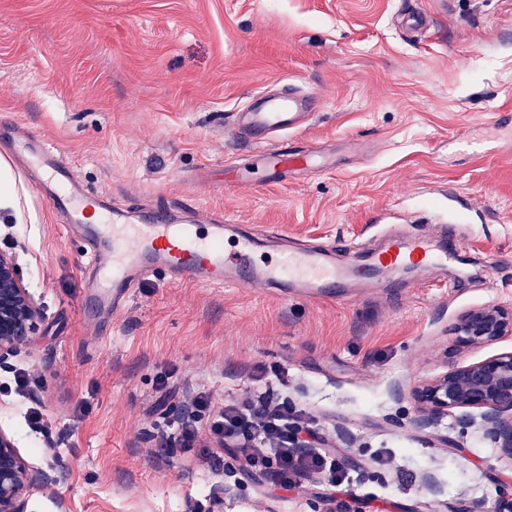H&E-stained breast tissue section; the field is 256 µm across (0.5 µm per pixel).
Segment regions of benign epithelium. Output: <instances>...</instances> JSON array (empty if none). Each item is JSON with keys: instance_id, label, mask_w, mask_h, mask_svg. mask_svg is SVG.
I'll use <instances>...</instances> for the list:
<instances>
[{"instance_id": "benign-epithelium-1", "label": "benign epithelium", "mask_w": 512, "mask_h": 512, "mask_svg": "<svg viewBox=\"0 0 512 512\" xmlns=\"http://www.w3.org/2000/svg\"><path fill=\"white\" fill-rule=\"evenodd\" d=\"M42 314L20 275L16 255L0 250V363L37 335ZM456 346L475 349L512 339V307L487 305L460 315L452 328ZM412 425L435 430L452 418L459 433L477 428L484 440L512 460V349L451 366L415 386ZM0 428V512H26L31 490L47 483Z\"/></svg>"}]
</instances>
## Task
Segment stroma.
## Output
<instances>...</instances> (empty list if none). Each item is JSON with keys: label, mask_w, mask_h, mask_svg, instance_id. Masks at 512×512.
<instances>
[{"label": "stroma", "mask_w": 512, "mask_h": 512, "mask_svg": "<svg viewBox=\"0 0 512 512\" xmlns=\"http://www.w3.org/2000/svg\"><path fill=\"white\" fill-rule=\"evenodd\" d=\"M425 35L402 28V0H0V123L52 143L77 178L121 207L182 198L261 224L304 244H377L412 234L466 198L451 228L459 258L447 270H401L345 301L284 299L261 287L138 285L108 310L79 270L85 241L0 153L12 188L0 249L16 254L43 310L36 336L0 364V428L50 475L27 512H328L355 494L363 512H448L512 486V461L475 433L410 422L419 382L512 347L457 349L449 329L482 305L512 306V0H414ZM317 93L300 133L334 155L311 170L253 188L225 181L250 158L229 135L234 112L272 87ZM314 420L349 471L329 491L306 479L200 466L182 448L157 454L150 432L194 392L215 405L245 394L254 366ZM35 385L17 392L13 372ZM173 396L159 405L158 377ZM39 406L46 429L27 421ZM437 478L433 495L423 474Z\"/></svg>", "instance_id": "stroma-1"}]
</instances>
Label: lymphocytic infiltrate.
Masks as SVG:
<instances>
[{
    "label": "lymphocytic infiltrate",
    "instance_id": "1",
    "mask_svg": "<svg viewBox=\"0 0 512 512\" xmlns=\"http://www.w3.org/2000/svg\"><path fill=\"white\" fill-rule=\"evenodd\" d=\"M206 410L212 416L210 433L222 450L221 455L210 456L213 465L268 474L286 490L313 474L333 484L350 478L335 454L307 440L310 427L296 409L274 400L268 390L228 400L221 407L213 406L208 392H198L179 420L158 422L157 450L168 451L176 442L190 448L196 440L195 421Z\"/></svg>",
    "mask_w": 512,
    "mask_h": 512
}]
</instances>
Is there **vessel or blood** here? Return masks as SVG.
Masks as SVG:
<instances>
[{
    "label": "vessel or blood",
    "instance_id": "b4317fda",
    "mask_svg": "<svg viewBox=\"0 0 512 512\" xmlns=\"http://www.w3.org/2000/svg\"><path fill=\"white\" fill-rule=\"evenodd\" d=\"M319 107L312 93L261 92L247 111L234 114L231 134L250 146L269 183L311 169L332 172L335 160L311 147L269 143L274 134L301 131ZM8 134L14 158L35 175L36 191L63 215L65 234L91 238L81 268L91 272L94 288L111 291L116 309L159 271L213 288L261 286L276 295L327 302L353 284H370L400 269L444 268L455 257L457 237L442 232H389L375 247L341 255L335 246L297 244L264 226L242 231L192 199L156 211L118 208L110 194L88 192L53 145L16 124Z\"/></svg>",
    "mask_w": 512,
    "mask_h": 512
}]
</instances>
